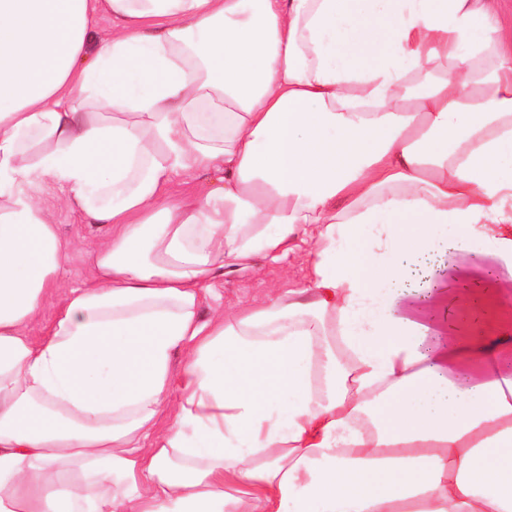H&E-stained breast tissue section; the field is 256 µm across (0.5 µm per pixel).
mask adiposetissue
<instances>
[{
  "label": "adipose tissue",
  "instance_id": "obj_1",
  "mask_svg": "<svg viewBox=\"0 0 512 512\" xmlns=\"http://www.w3.org/2000/svg\"><path fill=\"white\" fill-rule=\"evenodd\" d=\"M499 8L0 0V512H512V327L426 347L406 288L448 247L512 280ZM37 186L109 228L39 342L69 244ZM260 266L256 274L227 276L217 282L216 298L203 306V317L208 318L212 308L217 306H224L225 311L235 305L284 292L301 283L307 272L302 253H291L277 263L261 259Z\"/></svg>",
  "mask_w": 512,
  "mask_h": 512
}]
</instances>
